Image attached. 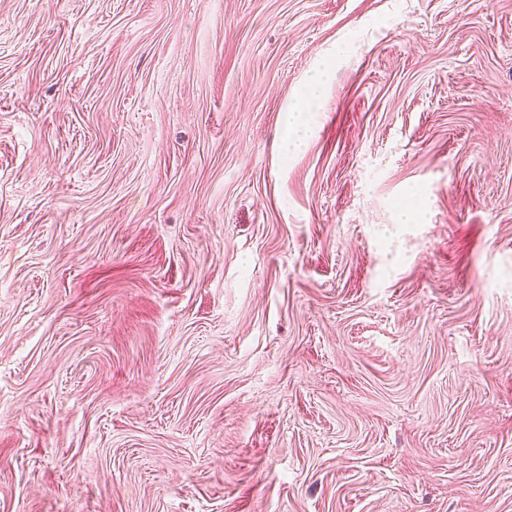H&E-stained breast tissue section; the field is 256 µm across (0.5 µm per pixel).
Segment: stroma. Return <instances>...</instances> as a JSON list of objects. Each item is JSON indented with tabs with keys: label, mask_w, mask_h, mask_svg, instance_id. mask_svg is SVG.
<instances>
[{
	"label": "stroma",
	"mask_w": 512,
	"mask_h": 512,
	"mask_svg": "<svg viewBox=\"0 0 512 512\" xmlns=\"http://www.w3.org/2000/svg\"><path fill=\"white\" fill-rule=\"evenodd\" d=\"M0 512H512V0H0Z\"/></svg>",
	"instance_id": "obj_1"
}]
</instances>
